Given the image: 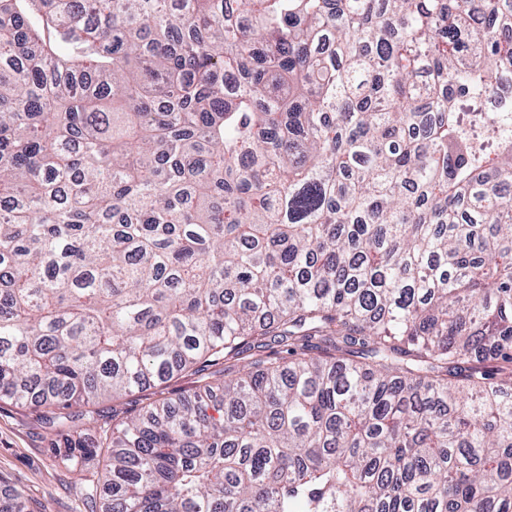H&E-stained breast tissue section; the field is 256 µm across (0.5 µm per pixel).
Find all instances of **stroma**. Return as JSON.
Masks as SVG:
<instances>
[{
    "label": "stroma",
    "instance_id": "stroma-1",
    "mask_svg": "<svg viewBox=\"0 0 512 512\" xmlns=\"http://www.w3.org/2000/svg\"><path fill=\"white\" fill-rule=\"evenodd\" d=\"M197 382V375L185 374L144 394L100 402L95 410L107 422L129 417L147 400L191 393ZM64 441L47 433L36 409L0 400V505L19 491L47 512H86V483L65 459Z\"/></svg>",
    "mask_w": 512,
    "mask_h": 512
}]
</instances>
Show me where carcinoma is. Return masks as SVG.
I'll list each match as a JSON object with an SVG mask.
<instances>
[{"mask_svg":"<svg viewBox=\"0 0 512 512\" xmlns=\"http://www.w3.org/2000/svg\"><path fill=\"white\" fill-rule=\"evenodd\" d=\"M0 0V399L91 512H512V0ZM197 382V374H185L167 383L157 384L156 387L142 394L100 402L99 404L94 405L92 410L101 414V420H99L100 425H103V422L106 421L107 425L112 429V410L117 419L129 417L137 414L142 406L152 400L162 397H174L178 394L186 395L191 393L195 389L196 385H198ZM149 397L151 399L147 400Z\"/></svg>","mask_w":512,"mask_h":512,"instance_id":"carcinoma-1","label":"carcinoma"}]
</instances>
